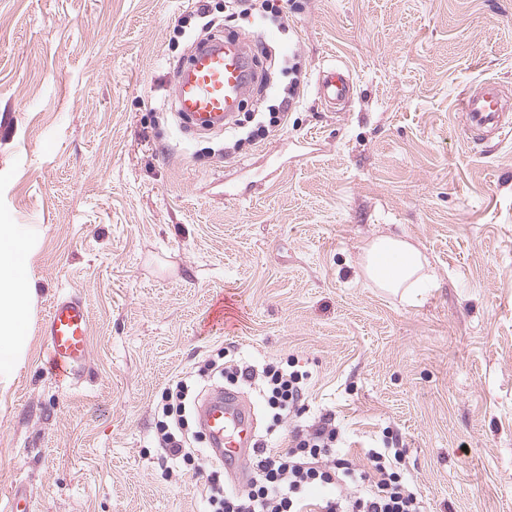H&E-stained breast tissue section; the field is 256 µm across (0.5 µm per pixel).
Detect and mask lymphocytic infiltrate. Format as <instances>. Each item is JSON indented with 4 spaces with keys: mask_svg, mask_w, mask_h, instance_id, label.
Wrapping results in <instances>:
<instances>
[{
    "mask_svg": "<svg viewBox=\"0 0 512 512\" xmlns=\"http://www.w3.org/2000/svg\"><path fill=\"white\" fill-rule=\"evenodd\" d=\"M224 376L234 385H258L271 423L253 452L244 489L212 479L207 490L211 512H425L399 469L401 451H370L371 471L365 474L355 471L331 424L309 437L285 436L288 420L303 412L307 372L270 362L258 369L230 365ZM190 390L187 380L172 383L159 407V443L174 460L190 457L182 433ZM281 437L287 438V447H274Z\"/></svg>",
    "mask_w": 512,
    "mask_h": 512,
    "instance_id": "1",
    "label": "lymphocytic infiltrate"
}]
</instances>
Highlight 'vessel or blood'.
Listing matches in <instances>:
<instances>
[{
    "instance_id": "obj_1",
    "label": "vessel or blood",
    "mask_w": 512,
    "mask_h": 512,
    "mask_svg": "<svg viewBox=\"0 0 512 512\" xmlns=\"http://www.w3.org/2000/svg\"><path fill=\"white\" fill-rule=\"evenodd\" d=\"M252 55L245 40L211 37L198 41L187 64L176 77L174 103L180 128L196 134H220L256 81ZM352 77L346 67L331 65L318 78L324 102L336 104L351 93ZM464 121L465 139L484 136L486 130L505 127L512 99L501 83L482 82L463 95L457 105ZM44 333L48 366L55 377L75 379L91 351L90 314L82 298L57 297L51 304ZM200 420L210 438L213 457L234 472L255 445L254 410L234 391L219 390L200 408Z\"/></svg>"
}]
</instances>
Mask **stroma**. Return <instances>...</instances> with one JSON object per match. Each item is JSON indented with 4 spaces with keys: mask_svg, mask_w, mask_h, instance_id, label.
Segmentation results:
<instances>
[{
    "mask_svg": "<svg viewBox=\"0 0 512 512\" xmlns=\"http://www.w3.org/2000/svg\"><path fill=\"white\" fill-rule=\"evenodd\" d=\"M0 0V224H34L30 351L0 397V512H207L212 469L158 446L165 388L207 362L290 359L301 427L333 418L367 470L390 437L427 512H512V135L466 142L459 95L512 88V0ZM275 54L263 108L190 136L173 86L204 23ZM346 65L344 109L316 93ZM298 103L250 134L292 83ZM397 236L428 258L419 304L363 278ZM91 318L79 379L46 369L51 302ZM233 4L235 13L240 16H249L253 13H270L275 17H282V10L280 5L276 4V0H232L226 1ZM298 95L299 83L295 82L288 91V97L282 100L281 104L284 105L282 106L281 110L279 109L277 111L269 112L268 127L260 126L256 134H254L252 137L264 136L266 133L268 134L270 132V127H278L282 122L284 124L288 116V106L290 105V101L294 100Z\"/></svg>",
    "mask_w": 512,
    "mask_h": 512,
    "instance_id": "1",
    "label": "stroma"
}]
</instances>
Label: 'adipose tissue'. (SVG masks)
Instances as JSON below:
<instances>
[{"mask_svg": "<svg viewBox=\"0 0 512 512\" xmlns=\"http://www.w3.org/2000/svg\"><path fill=\"white\" fill-rule=\"evenodd\" d=\"M34 244L21 224H0V395L6 394L29 354L30 321L38 297L28 270ZM427 257L411 243L382 237L364 248L363 272L376 287L402 293L409 302L420 296Z\"/></svg>", "mask_w": 512, "mask_h": 512, "instance_id": "obj_1", "label": "adipose tissue"}]
</instances>
